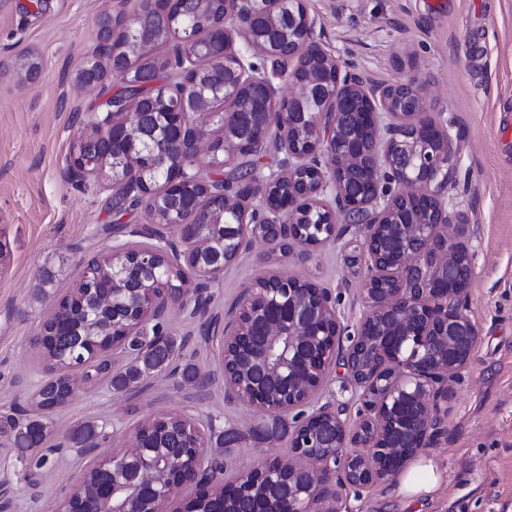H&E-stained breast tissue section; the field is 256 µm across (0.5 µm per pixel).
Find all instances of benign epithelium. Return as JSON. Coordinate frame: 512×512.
Returning <instances> with one entry per match:
<instances>
[{
    "instance_id": "benign-epithelium-1",
    "label": "benign epithelium",
    "mask_w": 512,
    "mask_h": 512,
    "mask_svg": "<svg viewBox=\"0 0 512 512\" xmlns=\"http://www.w3.org/2000/svg\"><path fill=\"white\" fill-rule=\"evenodd\" d=\"M238 0H225V17L205 34L183 27L181 50L170 59L171 78L158 82L153 74L132 64L148 44L159 38L154 29L132 27L133 17L124 10L125 0H109L96 23V46L79 67L73 81L86 88L105 90L99 62L103 49H112L116 32L126 36L124 55L110 56L112 70L123 85L144 89L128 108L119 112L111 103L96 113L91 129L78 136L70 157L71 173L84 182L109 184L124 200L145 204L156 217L154 227L134 229L132 236L146 235L148 244L125 243L111 255L88 259L73 289L74 297L88 302L92 313L83 320L86 335L116 332L118 346L129 337L142 335L150 318L167 305L180 301L172 288H160L129 271L127 258L147 270L159 262L182 259L194 270L215 276L229 264L224 244L245 246L252 235L248 224L224 222V210L212 214L209 224L191 220L204 195L224 197V184L201 181L195 172L197 143L203 138L196 118L210 113L217 100L233 103L228 90L247 86L258 95L272 97L280 73L258 74L247 56L235 48L243 41L247 50L268 58L277 57L276 46L291 35L285 29L267 30L253 12L230 8ZM299 49L323 61L334 80L321 71L289 78L288 96L294 112L276 123L267 112H227L221 121V144L211 146L227 153L236 145L264 139L276 128L283 143L307 134L308 153L288 151L284 167L288 180L311 165L322 164L311 191L292 192L288 214L259 212L278 229L266 238L271 248L284 244L302 248L309 257L318 246L336 237V212L343 223L362 229L358 249L367 259L369 275L362 288V315L356 336L341 348V326L331 293L325 288H293L292 277L273 274L269 285L256 283L247 289L239 310L224 322V387L228 395L254 405L268 414L272 425L260 430L266 439L279 434L281 416L307 405L324 382L325 372L338 362L360 391L359 420L349 427L342 412L320 406L296 418L289 435L290 454L274 457L242 471L232 485L218 475L224 465L208 455L198 432L186 445L193 460L187 469L163 452L141 456L136 468L127 471V448L112 454L104 464L124 473L122 480L99 491L84 482L70 493L58 512H140L148 500L151 512H168L176 490L187 484L198 487L196 496L182 512H198V504L215 500L216 488L224 499L213 512H317L335 474L351 487L367 490L395 480L408 463L431 447L444 429L451 396L449 383L466 367L477 341L474 323L463 311V299L473 269L468 250L453 241L465 232L464 213L448 211L445 191L456 155L447 133L435 119L424 115L425 84L416 78L369 91L342 76L338 60L314 40V20L303 11ZM237 66L224 70V55ZM44 61L34 50L21 56L17 75L26 82L41 74ZM333 94L336 103L358 100L363 112H327L321 100ZM368 127L374 136L368 149L359 130ZM166 147L176 159L169 188L151 191L149 169L139 161ZM204 188L201 194L198 188ZM433 202V220L418 221L410 200ZM318 211L327 215L330 232L316 242H301L299 220ZM175 224L180 240H171L165 227ZM120 260L108 282L94 272L95 264ZM153 306L136 319L121 322L126 309L142 297ZM354 446L362 453L348 455Z\"/></svg>"
}]
</instances>
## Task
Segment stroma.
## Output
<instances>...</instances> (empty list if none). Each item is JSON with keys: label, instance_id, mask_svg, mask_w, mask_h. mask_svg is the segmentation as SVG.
<instances>
[{"label": "stroma", "instance_id": "35a3bbf8", "mask_svg": "<svg viewBox=\"0 0 512 512\" xmlns=\"http://www.w3.org/2000/svg\"><path fill=\"white\" fill-rule=\"evenodd\" d=\"M107 0H0V512H57L87 469L129 446L145 420L187 418L208 452L222 455L225 479L265 459L287 456V440L263 443L254 432L259 410L224 394V321L247 288L279 272L330 290L342 336L354 335L362 314L364 267L348 262L358 226L302 258L299 249L264 263L269 247L255 239L223 273L208 281L204 309L170 304L165 331L178 352L173 366L150 371L129 389L108 379L78 386L51 411L40 447L14 443L9 416L31 407L37 386L59 368L44 360L43 321L77 280L85 257L106 255L151 224L145 205L116 208L112 192L91 188L69 171L74 136L104 99L74 85L71 74L96 44V22ZM315 39L349 78L383 87L412 77L426 85L425 107L447 130L457 152L449 175V210L468 218L463 239L473 276L464 299L478 330L465 369L452 384L447 433L428 449L442 474L430 495L410 502L392 484L356 490L331 478V512H512V135L499 131L512 116V0H307ZM45 60L40 77H16L21 52ZM193 364L207 387L184 379ZM333 404L348 425L360 410L358 390L334 366L314 399ZM107 436L92 454L74 448L84 425Z\"/></svg>", "mask_w": 512, "mask_h": 512}]
</instances>
